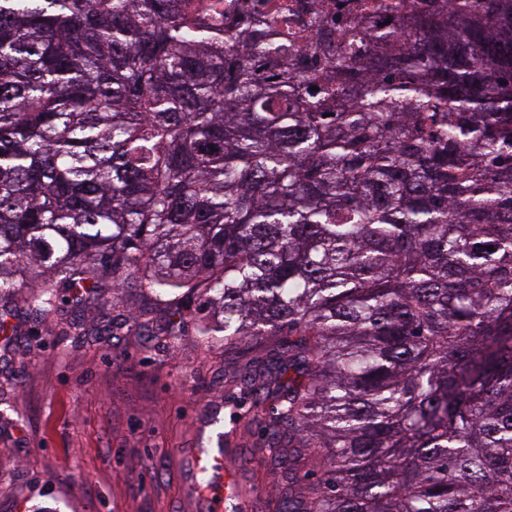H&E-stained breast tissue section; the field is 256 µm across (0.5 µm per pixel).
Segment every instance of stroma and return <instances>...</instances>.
Here are the masks:
<instances>
[{"mask_svg":"<svg viewBox=\"0 0 512 512\" xmlns=\"http://www.w3.org/2000/svg\"><path fill=\"white\" fill-rule=\"evenodd\" d=\"M111 311H21L18 333L0 335V512H183L184 450L215 447L219 428H231L224 365L257 347L69 329ZM260 437L239 432L224 464L252 491L248 512H273L286 483L257 466ZM18 456L24 467H10Z\"/></svg>","mask_w":512,"mask_h":512,"instance_id":"obj_1","label":"stroma"}]
</instances>
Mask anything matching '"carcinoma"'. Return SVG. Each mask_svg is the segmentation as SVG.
Instances as JSON below:
<instances>
[{
  "label": "carcinoma",
  "mask_w": 512,
  "mask_h": 512,
  "mask_svg": "<svg viewBox=\"0 0 512 512\" xmlns=\"http://www.w3.org/2000/svg\"><path fill=\"white\" fill-rule=\"evenodd\" d=\"M402 2L304 52L0 0V332L132 288L174 341L292 336L225 374L278 512H512V0Z\"/></svg>",
  "instance_id": "carcinoma-1"
}]
</instances>
